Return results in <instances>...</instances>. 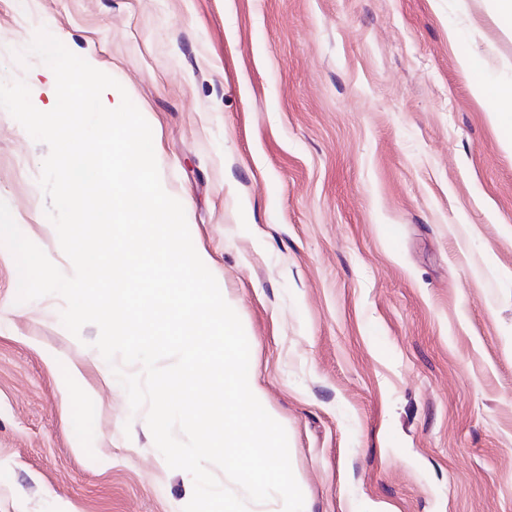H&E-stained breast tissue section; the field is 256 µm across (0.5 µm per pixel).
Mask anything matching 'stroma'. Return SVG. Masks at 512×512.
Here are the masks:
<instances>
[{
  "mask_svg": "<svg viewBox=\"0 0 512 512\" xmlns=\"http://www.w3.org/2000/svg\"><path fill=\"white\" fill-rule=\"evenodd\" d=\"M42 28L150 124L304 512H512V146L460 65L512 83L493 0H0L39 109ZM48 153L0 108V200L61 264ZM18 285L0 252V512H183L97 326Z\"/></svg>",
  "mask_w": 512,
  "mask_h": 512,
  "instance_id": "obj_1",
  "label": "stroma"
}]
</instances>
